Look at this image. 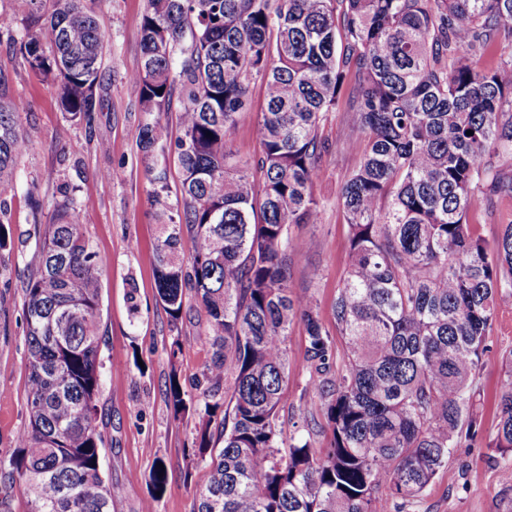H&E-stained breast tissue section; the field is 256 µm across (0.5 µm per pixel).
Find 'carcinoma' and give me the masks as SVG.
<instances>
[{
  "mask_svg": "<svg viewBox=\"0 0 512 512\" xmlns=\"http://www.w3.org/2000/svg\"><path fill=\"white\" fill-rule=\"evenodd\" d=\"M88 2L25 0L24 35L10 39L30 70L56 82L61 111L87 125L100 108L106 44L105 9ZM505 35L512 0H146L130 81L160 206L156 288L173 327L194 307L205 313L198 338L213 350L203 400L175 371L167 388L174 417L192 409L201 418L194 512H406L475 440L483 357L499 301L512 294V224L490 248L469 221L512 192L499 173L512 159V59L478 67ZM346 87L355 114L346 148L359 160L339 190L350 264L333 334L291 287L289 228L321 223L315 187L330 145L320 127ZM174 106L175 137L161 118ZM24 109L0 93V190L27 145ZM244 114L261 150L242 164L232 134ZM36 246L23 305L28 424L18 452L0 459V506L19 484L28 512H112L121 490L101 473L98 408L107 262L67 194ZM296 321L325 424L305 419L287 437ZM318 435L327 444L317 449ZM491 448L512 475V352ZM161 472L151 475L153 512Z\"/></svg>",
  "mask_w": 512,
  "mask_h": 512,
  "instance_id": "obj_1",
  "label": "carcinoma"
}]
</instances>
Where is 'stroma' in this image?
<instances>
[{
	"mask_svg": "<svg viewBox=\"0 0 512 512\" xmlns=\"http://www.w3.org/2000/svg\"><path fill=\"white\" fill-rule=\"evenodd\" d=\"M146 0H111L100 19L107 35L100 109L92 125L68 121L57 105V87L25 65L0 37V77L8 97L24 101L18 122L28 140L17 160L14 188L0 192L8 208L9 243L0 249V458L17 451L27 424L29 371L23 324L27 282L38 267L36 229L46 223L55 201L71 194L85 215V230L110 264L101 281V355L122 363L106 371L98 404L104 452L102 475L122 493L112 512H142L150 495V476L157 460L167 465V485L157 512H193L194 484L203 471L193 470L188 455L197 416L174 419L166 387L178 372L185 390L202 394L203 371L210 346L197 339L195 322L172 329L157 297L154 245L155 208L147 190L144 157L137 139L139 90L129 76L141 63L140 21ZM354 115L346 107L329 113L322 137L333 144L320 160L316 193L325 202L318 224H295L290 235L291 285L312 298L321 321L334 327L333 306L349 266V228L338 202L342 182L358 162L345 149ZM121 176L102 187L98 176L109 170ZM135 301H128L129 289ZM138 314H131V305ZM181 339L177 358L168 355ZM481 379V427L471 447L455 449L436 476L416 512H512V482L489 461L495 433L502 355L512 349V295L498 309ZM305 331L294 323L288 338L289 384L285 432H292L300 412H318L317 395L307 391Z\"/></svg>",
	"mask_w": 512,
	"mask_h": 512,
	"instance_id": "obj_1",
	"label": "stroma"
}]
</instances>
